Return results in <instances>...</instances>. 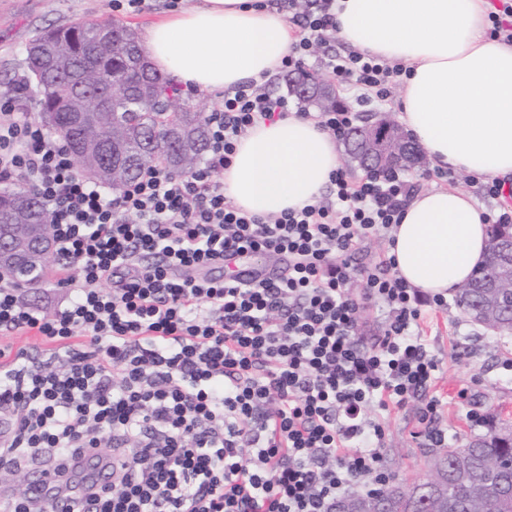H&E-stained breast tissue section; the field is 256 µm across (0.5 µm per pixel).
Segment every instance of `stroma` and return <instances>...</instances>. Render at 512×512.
Listing matches in <instances>:
<instances>
[{"instance_id": "35a3bbf8", "label": "stroma", "mask_w": 512, "mask_h": 512, "mask_svg": "<svg viewBox=\"0 0 512 512\" xmlns=\"http://www.w3.org/2000/svg\"><path fill=\"white\" fill-rule=\"evenodd\" d=\"M113 0H10L0 15V97L25 79V48L37 32L81 18L102 24L119 22L143 30L169 13V0H149L148 9L131 13L114 10ZM424 338L437 365L431 395L442 406L434 421L459 448L471 438L512 429V337H500L467 318L456 306L426 308ZM423 400L402 407L373 411L371 419L386 431L382 467L403 487H411L429 466L432 445L420 422ZM485 416L475 424L469 411Z\"/></svg>"}]
</instances>
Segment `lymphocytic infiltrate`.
Wrapping results in <instances>:
<instances>
[{
  "label": "lymphocytic infiltrate",
  "instance_id": "f902f5d3",
  "mask_svg": "<svg viewBox=\"0 0 512 512\" xmlns=\"http://www.w3.org/2000/svg\"><path fill=\"white\" fill-rule=\"evenodd\" d=\"M297 29L281 71L321 53L355 103L311 120L342 139L358 106L383 102L404 72L379 56L337 53L335 0H276ZM287 96L250 82L207 116L209 148L188 175L157 165L119 192L79 176L68 144L24 113L0 120V182L31 185L49 208L56 272L71 290L47 316L0 284V331L34 333L48 354L0 348V413L18 434L0 446L1 471L54 469L75 512H334L357 484L381 485L385 429L370 410L429 393L438 366L420 334L425 299L392 257L355 253L390 236L419 190L405 171L333 174L326 193L261 218L224 194L239 139L286 117ZM233 256L287 258L274 278L209 274ZM359 294H351L353 284ZM386 316L373 346L358 341L360 309ZM87 448L114 463L112 480L84 489L73 466Z\"/></svg>",
  "mask_w": 512,
  "mask_h": 512
}]
</instances>
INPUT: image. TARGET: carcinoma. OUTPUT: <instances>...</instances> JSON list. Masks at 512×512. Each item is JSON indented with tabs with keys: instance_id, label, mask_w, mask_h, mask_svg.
Listing matches in <instances>:
<instances>
[{
	"instance_id": "1",
	"label": "carcinoma",
	"mask_w": 512,
	"mask_h": 512,
	"mask_svg": "<svg viewBox=\"0 0 512 512\" xmlns=\"http://www.w3.org/2000/svg\"><path fill=\"white\" fill-rule=\"evenodd\" d=\"M49 39L59 46L71 73L60 72L36 53ZM30 45L25 52L27 83L43 90L38 105L44 125L68 143L80 172L91 164L112 171L105 183L118 192L152 163L160 161L176 174L190 173L199 164L208 147L206 117L187 105L180 87L148 66L134 29L80 21L43 31ZM85 92H101L108 99V111L91 122L79 120L71 110ZM168 108L179 110L178 148L167 141L163 110ZM21 197L28 198L34 223H50L40 200L17 188L0 191V225L16 221L15 202ZM510 247L512 224L492 225L487 260L474 277L493 274L497 259ZM456 302L468 317L479 306L466 287L459 289ZM489 312L500 323L498 334L511 336L512 305L498 303ZM428 478L443 485L435 498H417L414 490H404L395 481L368 497L384 500L385 512H512V437L472 439L457 462L438 455Z\"/></svg>"
}]
</instances>
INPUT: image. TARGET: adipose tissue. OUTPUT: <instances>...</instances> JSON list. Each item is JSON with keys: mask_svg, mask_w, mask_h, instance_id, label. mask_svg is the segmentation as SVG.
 Segmentation results:
<instances>
[{"mask_svg": "<svg viewBox=\"0 0 512 512\" xmlns=\"http://www.w3.org/2000/svg\"><path fill=\"white\" fill-rule=\"evenodd\" d=\"M487 0H336L347 46L401 64L402 119L432 165L512 184V45L487 36ZM294 34L261 0H200L144 31L150 66L174 82L224 92L273 74ZM341 165L335 139L288 116L243 136L224 170V193L265 217L318 197ZM397 274L448 295L487 258V225L472 195L418 192L393 231Z\"/></svg>", "mask_w": 512, "mask_h": 512, "instance_id": "ef3b65f1", "label": "adipose tissue"}]
</instances>
